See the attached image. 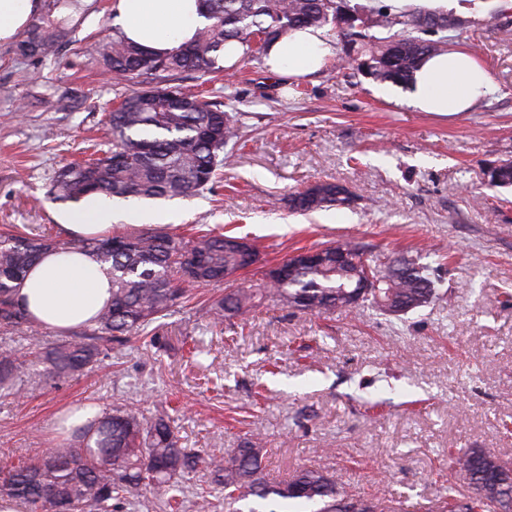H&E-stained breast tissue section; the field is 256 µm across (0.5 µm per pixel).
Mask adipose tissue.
I'll return each mask as SVG.
<instances>
[{"mask_svg":"<svg viewBox=\"0 0 512 512\" xmlns=\"http://www.w3.org/2000/svg\"><path fill=\"white\" fill-rule=\"evenodd\" d=\"M40 8L41 0H0V43L12 41ZM112 9L127 40L161 53L190 42L206 23L200 0H114ZM333 53V41L325 30L303 28L274 42L266 62L275 73L304 76L319 70ZM490 84L489 72L471 55L447 50L419 62L404 103L418 112H467ZM117 220L136 227L162 224L166 218L134 207L115 214L99 195L83 198L58 217L62 231L71 238L105 234ZM18 299L34 326L64 335L92 325L111 299V281L87 253L50 251L28 272Z\"/></svg>","mask_w":512,"mask_h":512,"instance_id":"1","label":"adipose tissue"}]
</instances>
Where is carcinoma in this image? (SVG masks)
<instances>
[{"instance_id":"obj_1","label":"carcinoma","mask_w":512,"mask_h":512,"mask_svg":"<svg viewBox=\"0 0 512 512\" xmlns=\"http://www.w3.org/2000/svg\"><path fill=\"white\" fill-rule=\"evenodd\" d=\"M209 23L198 29L193 41L160 55L124 39L118 31L93 46V57L113 78L137 88L122 96L106 122L112 146L97 149L92 157L59 169L46 198L52 202H77L91 193L113 201L170 200L203 191L224 165L220 154L235 135L232 117L221 103L180 86L159 87L152 81H172L182 73L208 75L224 70L218 64L224 45L235 41L243 48L241 60L266 53L276 40L294 29L321 27L330 22L348 25V35L379 44L369 62L371 74L381 80L406 82L419 61L442 50L441 41L423 39L417 33L442 32L448 15L376 12V26L390 31L405 28L401 36L378 38L354 32L353 23L338 16L337 0H204ZM90 6L83 0H43L20 39L19 56L47 57L71 40L79 19ZM495 186H512V161L489 172ZM349 204L339 195L338 185L318 182L288 199L289 208L309 213ZM231 235L205 233L190 238L162 231H131L112 236H94L69 241L41 231L0 234V326L11 331L31 327L25 309L15 301L16 289L39 257L50 250L78 249L92 255L112 278V300L96 317L95 324L70 338L47 343L39 333L28 337L30 357L20 360L10 353L0 355V395L18 398L24 379L36 366L42 378L59 381L120 349L132 336L149 338L148 328L170 315L192 290L200 285H219L224 271L243 267L230 246ZM347 252L350 262L338 266L332 258L321 266H300L285 277H264L258 287L227 288L209 308L215 323L246 319L269 298L309 315L355 308L352 293L362 275L382 274L378 288L361 299L385 314L400 315L426 307L439 297L441 266L422 263V256L409 257L410 266L385 275L388 257H366L362 246L349 240L324 247ZM491 452L467 448L448 453V465L473 482L498 486V498L484 502L469 490L468 503L455 485L440 501V512H512V462L489 464ZM262 448L247 440L226 456L204 449L182 448L171 421L164 414L147 416L135 405L104 410L89 424L74 431L71 440L46 454L0 468V499H14L28 512H113L112 501L125 500L144 487L154 492L167 512H180L177 495L181 479L202 469L224 489V499L233 504L256 498L278 512L279 503L290 500L319 506L315 512H367L355 509V498L346 495L336 476L310 466L289 478L270 481L264 475Z\"/></svg>"}]
</instances>
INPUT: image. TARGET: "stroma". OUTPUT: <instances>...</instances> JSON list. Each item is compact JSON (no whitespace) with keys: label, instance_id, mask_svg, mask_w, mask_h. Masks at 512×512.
<instances>
[{"label":"stroma","instance_id":"stroma-1","mask_svg":"<svg viewBox=\"0 0 512 512\" xmlns=\"http://www.w3.org/2000/svg\"><path fill=\"white\" fill-rule=\"evenodd\" d=\"M113 0H95L70 43L24 58L0 44V230L57 232L45 200L64 165L112 136L102 119L127 91L91 47L111 34ZM448 47L485 67L491 88L453 116L397 104L406 84L380 80L360 43L327 25L336 53L317 73H270L263 59L183 74L213 90L238 121L213 189L159 201L166 231L247 238L262 274L297 249L351 238L366 251L444 258L442 296L400 316L364 304L310 316L267 301L237 328L210 324L213 287L157 323L160 341L131 338L79 378L31 380L0 397V463L41 456L65 406L134 403L169 413L179 444L229 453L259 438L266 476L312 464L391 512H431L448 488V454L483 448L512 462V187L487 171L512 160V0L485 14L449 11ZM321 181L349 189L347 207L291 213L290 193ZM379 401L370 410L363 399ZM184 512H247L205 472L183 483Z\"/></svg>","mask_w":512,"mask_h":512}]
</instances>
